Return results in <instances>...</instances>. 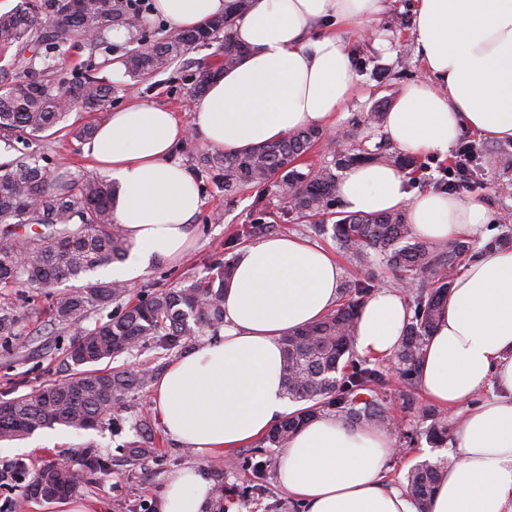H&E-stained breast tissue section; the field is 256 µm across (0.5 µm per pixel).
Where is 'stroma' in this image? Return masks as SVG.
Listing matches in <instances>:
<instances>
[{"instance_id": "1", "label": "stroma", "mask_w": 512, "mask_h": 512, "mask_svg": "<svg viewBox=\"0 0 512 512\" xmlns=\"http://www.w3.org/2000/svg\"><path fill=\"white\" fill-rule=\"evenodd\" d=\"M416 0H382L378 19L370 29L355 27L347 31L346 39L354 53V86L346 103L337 112L326 138H339L342 147L366 143L374 147L386 140L384 128H368L364 118L375 108L390 109L403 88L425 78L426 72L416 54L412 19ZM67 72L77 78L88 73L121 81L120 70L105 64L103 55H90L82 42L66 48ZM199 72L183 61L157 70L138 89L113 92L111 108L117 109L134 99L155 102L175 112L183 125H191L194 86ZM459 143L475 144L473 157L479 167L477 177L470 180L469 199L484 204L495 225L512 220V168H504L503 153L512 154V141H494L476 132L462 131ZM24 152L42 158L44 165L55 174H74L87 168L81 143L51 128L22 143ZM210 147L195 136L187 137L175 146L173 155L191 172L205 201L202 211L191 221L194 244L187 257L176 263H153L134 283L136 291L151 292L169 288L203 277L209 264L224 255V243L253 223L256 212H263L264 236L288 234L302 237L312 244L334 253L343 269L344 281L366 278L365 270L350 262L340 252L331 235H315L306 220L285 212L284 202L274 189L249 187L237 194L226 195L221 183L212 175L201 172L198 158ZM32 309L24 313L22 330L29 337L24 349L0 347V399L13 398L31 389L53 383L69 375L65 350L71 340L69 330L50 325L47 308L50 298L46 290L27 289ZM403 382L391 377L388 406L395 414L399 456L394 471L405 474L415 462L450 456L451 447L435 448L422 433L423 424L416 411L403 408L397 397ZM149 427H142L141 419ZM52 446L24 448L22 441L0 443V466L24 459L29 472H37L58 455H69L78 448L91 445L105 453L116 455L128 442L155 440L159 457L147 460L133 472L117 469L109 475L85 476L81 479L77 498L96 502L101 512H155V499L171 473L188 463L208 468L212 459L188 448H175L151 409L150 389L129 393L121 408L109 412L102 423L92 430H72L56 427ZM266 495L251 491V473L243 467L226 471L224 485L230 499L228 512H298L287 493L276 482L274 469H267Z\"/></svg>"}]
</instances>
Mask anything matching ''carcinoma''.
<instances>
[{
  "instance_id": "obj_1",
  "label": "carcinoma",
  "mask_w": 512,
  "mask_h": 512,
  "mask_svg": "<svg viewBox=\"0 0 512 512\" xmlns=\"http://www.w3.org/2000/svg\"><path fill=\"white\" fill-rule=\"evenodd\" d=\"M250 4L251 0H231L224 15L203 26L174 29L153 40L123 0H19L12 10L0 14V54L13 52L12 67H0V134L8 141L26 140L64 121L74 110L93 114L106 109L112 84L93 75L68 84L64 77L63 47L87 31L95 33L93 40L85 42L92 55L113 52V30L138 32L137 46L119 61L128 88L224 35L221 64L198 63L195 92H203L219 70L235 66L245 53L236 40L235 26ZM65 83L68 92L62 94L59 86ZM323 138L318 129L300 130L238 154L205 153L199 163L214 178L224 180L227 193L249 185L274 187L286 201L287 211L319 218L312 229L332 231L339 249L358 266H386L397 273L398 282L409 284L405 292L413 314L393 364L409 386L400 394L402 405L418 411L426 423L422 434L440 447L448 433V413L420 405L411 392L423 347L447 302L457 267L511 246L512 228L480 248L469 240L424 242L413 235L401 211L340 214L328 226L322 217L332 214L335 205L336 169L392 162L411 170L416 160L410 155L356 148L336 153L333 162L316 171L299 170V160ZM116 195L117 187L107 180L83 174L55 176L31 155L0 162V293L19 297L23 288L64 284L66 290L51 299L49 321L74 330L66 348L73 373L57 383L1 400L0 442L56 425L83 430L87 421L99 424L105 402L123 401L131 391L149 386L155 375L151 367L130 371L100 364L145 338L169 352L184 347L193 336L216 332L224 325V288L234 273L231 258L207 267L201 279L179 288L140 293L134 299L126 281L89 279L99 266L125 260L130 250L123 228L112 219ZM372 290L367 281L345 284L335 309L282 339L285 390L302 406L263 438L268 451L285 447L303 423L325 414L377 430L396 427L383 401L390 385L387 370L354 358L355 317ZM113 304L116 310L107 320L92 328L85 326L90 315ZM22 335L15 303L0 304V341L8 344ZM156 453V448L141 441L130 443L119 458L96 448H81L75 455L78 470L49 464L33 476L26 489L49 485L53 498H63L77 489L84 474H108L117 467L133 469ZM244 463L252 471L254 490L262 491L270 458L252 455L244 458ZM447 470L446 458L419 461L407 470L406 489L419 512H427ZM212 472V497L205 512H226L224 469L214 466Z\"/></svg>"
}]
</instances>
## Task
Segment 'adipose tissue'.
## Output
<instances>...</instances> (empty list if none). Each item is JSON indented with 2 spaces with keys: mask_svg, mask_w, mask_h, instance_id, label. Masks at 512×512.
<instances>
[{
  "mask_svg": "<svg viewBox=\"0 0 512 512\" xmlns=\"http://www.w3.org/2000/svg\"><path fill=\"white\" fill-rule=\"evenodd\" d=\"M229 0H155L178 28L223 14ZM380 0H252L236 26L245 57L192 102L193 124L136 102L112 112L82 146L94 173L119 186L113 211L132 244L112 265L131 280L154 260L179 261L204 201L193 174L171 157L187 134L240 153L293 131L323 128L347 101L353 55L346 28L372 22ZM414 33L427 79L406 86L385 130L413 154L445 158L462 130L512 141V0H416ZM344 209L405 211L429 242L488 238L487 209L451 193L412 195L386 163L358 165L337 185ZM342 269L326 250L293 235L242 248L224 290L216 340L171 361L153 383V409L171 442L214 455L263 438L294 409L281 378L280 339L336 304ZM411 315L400 289L374 290L359 310L355 349L373 359L398 349ZM417 382L434 405L455 411L458 460L429 512H512V249L467 264L427 340ZM392 432L327 414L282 448L276 476L301 512H417L389 483ZM212 481L195 465L170 474L157 512H201Z\"/></svg>",
  "mask_w": 512,
  "mask_h": 512,
  "instance_id": "obj_1",
  "label": "adipose tissue"
}]
</instances>
